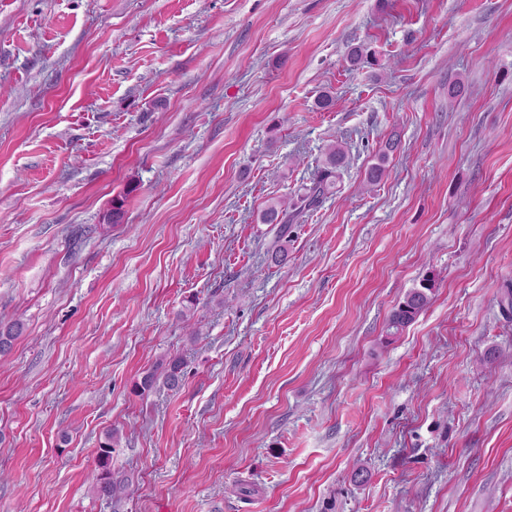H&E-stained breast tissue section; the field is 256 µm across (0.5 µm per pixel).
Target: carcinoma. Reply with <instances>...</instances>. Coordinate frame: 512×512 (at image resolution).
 <instances>
[{"label":"carcinoma","mask_w":512,"mask_h":512,"mask_svg":"<svg viewBox=\"0 0 512 512\" xmlns=\"http://www.w3.org/2000/svg\"><path fill=\"white\" fill-rule=\"evenodd\" d=\"M396 148V143L387 145V150L380 153L377 161L371 164L365 172V180L369 185L378 184L386 170L388 152ZM346 154L344 149L336 144L330 146L322 163L316 166L310 184L302 187L293 195L281 200H271L260 213L263 224L279 225L280 236L288 234L291 224L307 212L316 209L323 199L331 193L336 185L338 170L344 165ZM436 282L433 277H426L419 285L410 289L403 300L391 312L386 325V333L396 336L410 325L431 303ZM23 324L17 320L3 324L0 322V354L11 351L14 342L20 337ZM185 362L180 356L163 359L157 369L144 374L136 384V392L144 394L151 391L157 381H162L169 390L181 387L184 377ZM115 442V434L107 433L106 441L99 448L96 457L97 475L94 478L93 490L102 499L117 498L130 490L129 482L112 477L111 452Z\"/></svg>","instance_id":"obj_1"}]
</instances>
